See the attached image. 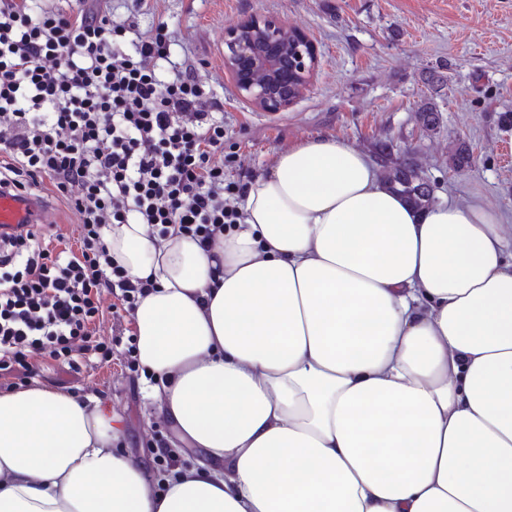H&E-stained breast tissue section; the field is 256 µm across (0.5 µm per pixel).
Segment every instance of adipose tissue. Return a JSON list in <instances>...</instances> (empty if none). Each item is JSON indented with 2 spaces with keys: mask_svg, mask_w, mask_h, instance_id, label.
I'll use <instances>...</instances> for the list:
<instances>
[{
  "mask_svg": "<svg viewBox=\"0 0 512 512\" xmlns=\"http://www.w3.org/2000/svg\"><path fill=\"white\" fill-rule=\"evenodd\" d=\"M203 251L105 231L153 281L148 396L193 464L118 452L123 419L0 393V512H512V253L477 201L418 210L337 140L278 152Z\"/></svg>",
  "mask_w": 512,
  "mask_h": 512,
  "instance_id": "obj_1",
  "label": "adipose tissue"
}]
</instances>
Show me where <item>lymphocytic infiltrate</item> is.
<instances>
[{"instance_id":"lymphocytic-infiltrate-1","label":"lymphocytic infiltrate","mask_w":512,"mask_h":512,"mask_svg":"<svg viewBox=\"0 0 512 512\" xmlns=\"http://www.w3.org/2000/svg\"><path fill=\"white\" fill-rule=\"evenodd\" d=\"M105 0H0V188L50 186L80 217L76 248L35 229L0 232V384L34 378L28 354L79 369L106 362L104 294L134 311L154 285L131 279L111 224L177 227L209 249L240 223L248 191L224 170V102L170 58L165 25L114 21Z\"/></svg>"}]
</instances>
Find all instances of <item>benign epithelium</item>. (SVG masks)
<instances>
[{
    "instance_id": "1",
    "label": "benign epithelium",
    "mask_w": 512,
    "mask_h": 512,
    "mask_svg": "<svg viewBox=\"0 0 512 512\" xmlns=\"http://www.w3.org/2000/svg\"><path fill=\"white\" fill-rule=\"evenodd\" d=\"M317 51L274 15H251L224 31V66L237 94L266 112L287 110L308 90Z\"/></svg>"
}]
</instances>
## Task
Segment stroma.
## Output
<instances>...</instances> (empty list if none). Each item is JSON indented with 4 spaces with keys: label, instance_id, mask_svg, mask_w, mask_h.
Returning a JSON list of instances; mask_svg holds the SVG:
<instances>
[{
    "label": "stroma",
    "instance_id": "35a3bbf8",
    "mask_svg": "<svg viewBox=\"0 0 512 512\" xmlns=\"http://www.w3.org/2000/svg\"><path fill=\"white\" fill-rule=\"evenodd\" d=\"M114 20L134 19L147 31L166 23L171 51L197 68L224 99L225 151L242 168L226 179L263 173L273 156L315 138H331L365 154L391 141L395 155L410 154L434 187L436 200H478L504 217L512 234V0H110ZM254 14L283 17L313 41V82L288 110L269 113L241 99L224 69V30ZM447 65L448 81L431 92L424 74ZM439 111L436 130L418 119L422 99ZM466 143L474 164L456 172L450 161ZM103 297L102 335L112 338L108 362L74 371L46 366L37 384L109 404L124 419L123 452L153 460L157 440L175 443L169 423L144 392L141 366L131 364L128 332L134 318Z\"/></svg>",
    "mask_w": 512,
    "mask_h": 512
}]
</instances>
